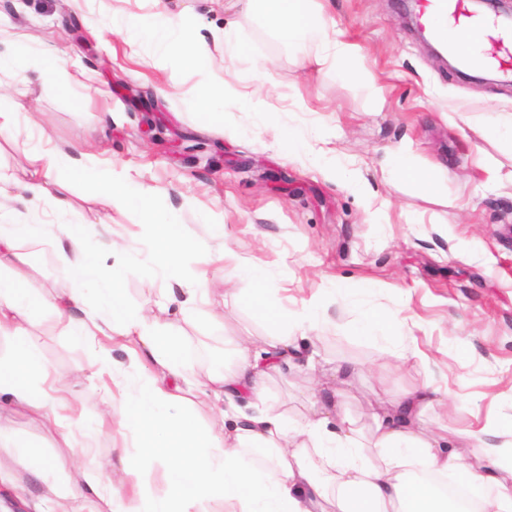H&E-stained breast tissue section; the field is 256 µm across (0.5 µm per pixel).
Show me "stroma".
<instances>
[{"instance_id": "35a3bbf8", "label": "stroma", "mask_w": 512, "mask_h": 512, "mask_svg": "<svg viewBox=\"0 0 512 512\" xmlns=\"http://www.w3.org/2000/svg\"><path fill=\"white\" fill-rule=\"evenodd\" d=\"M331 16L343 40L357 47L344 77L314 66V44L286 45L243 0H0V53L23 35L31 52L14 69L0 71V93L17 97L16 111L0 117L15 135L0 136V171L13 177V193L35 179L32 148H81L93 163L150 189L156 211L174 214L180 232L196 244L185 269H209L224 289L206 307L181 313L155 309L160 286L144 270L137 249L148 219L136 205L106 210L85 182L58 175L52 192L65 195L76 216L95 221L110 213L112 230L87 247L126 271L122 288L132 306L151 311L167 330L189 336L194 371L207 379L233 370L234 346L208 336L209 314H223L225 336H246L260 352L274 322L259 318L248 297L249 268L268 271L265 300L271 310H297L321 301L327 328L299 338L288 361L268 369L271 395L292 420L312 418L324 406L355 421L363 434L372 413L407 391L434 382L449 393L450 441L486 429L498 444L511 441L512 421V188L495 182L512 172V145L485 132L500 113H512V84L465 79L442 66L409 30L404 0H332ZM164 11L191 22L212 58L206 70L176 53L114 30L113 14L148 19ZM234 23L247 50L224 47V27ZM62 53L71 96L44 80L41 51ZM266 61L271 86L254 78L251 60ZM224 87L223 117L206 121L195 101L202 74ZM373 86H366L365 77ZM147 96L146 115L129 91ZM321 143L323 165L289 159L277 149L280 133ZM443 170L441 190L429 192L405 179H385L399 148ZM355 170V192L332 170ZM20 224H44L43 240L30 245L31 286L47 296L64 294L69 274L55 258L56 214L48 200L17 204ZM224 227L216 238L210 227ZM123 239L115 250L111 238ZM244 258L246 267L218 262L220 252ZM338 284L336 296L325 290ZM383 321L394 346L361 336L362 308ZM53 374H83L93 349L72 343L52 312L29 326ZM409 354L401 362L400 354ZM316 356V370L306 369ZM359 367L340 385L336 369ZM20 445L0 449V512H52L43 498L40 470L25 451L69 459L60 436L23 408L0 399Z\"/></svg>"}]
</instances>
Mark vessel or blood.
Here are the masks:
<instances>
[{
    "mask_svg": "<svg viewBox=\"0 0 512 512\" xmlns=\"http://www.w3.org/2000/svg\"><path fill=\"white\" fill-rule=\"evenodd\" d=\"M468 0H417L416 15L439 43L454 41L466 48V62L481 69L498 67L512 72V29L470 12Z\"/></svg>",
    "mask_w": 512,
    "mask_h": 512,
    "instance_id": "1",
    "label": "vessel or blood"
}]
</instances>
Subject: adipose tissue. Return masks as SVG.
<instances>
[{
    "instance_id": "1",
    "label": "adipose tissue",
    "mask_w": 512,
    "mask_h": 512,
    "mask_svg": "<svg viewBox=\"0 0 512 512\" xmlns=\"http://www.w3.org/2000/svg\"><path fill=\"white\" fill-rule=\"evenodd\" d=\"M311 0H247L249 9L266 16L277 38L287 44L317 41L324 50L320 65L347 71L355 57L354 44L340 39L323 8ZM126 30L157 43L162 51L182 53L200 64L211 50L196 39L183 20L159 12L151 20L129 18ZM42 178L29 184L34 196H50L47 180L68 172L94 183L107 205L136 202L151 211L152 195L114 178L111 170L90 163L81 150L34 155ZM148 243L147 269L168 279L194 248L177 234L172 218L159 219ZM86 224H64L54 245L56 257L71 274L73 288L63 296L33 293L24 283L32 274L25 251L42 228L16 224L0 210V338L12 342L8 357H0V396H10L50 428L69 426L67 395L73 380L50 377L38 345L21 326L44 309L65 318V334L79 346L96 350L92 377L108 376L113 393L104 400L102 415L117 421L130 446L119 470L88 468L82 463L86 443L66 434L75 471L72 487L61 492L46 482L45 497L55 512H73L75 499L97 497L107 505L121 503L127 493L141 502L139 512H209L213 497H223L230 512H512V445L489 443L482 430L468 432L483 450L471 460L462 446L446 444L439 433L425 429V412L447 413L448 404L431 385L413 389L395 410L375 416L371 443L348 419L330 426L319 418L291 423L280 406L267 398L265 373L258 357L239 352L234 371L199 382L189 367L192 358L180 336L163 335L156 321L128 306L120 293V274L85 247ZM279 331L270 336L264 357L276 360L293 349L295 331L314 329L323 320L322 306L311 302L295 314L275 317ZM126 353L115 362L113 344ZM223 397L227 406L209 425H199L192 409L197 398ZM241 397L263 401L262 409L242 412ZM233 429H226V419ZM372 455H364V446ZM158 466L166 481L163 494L143 487L128 489V477Z\"/></svg>"
}]
</instances>
